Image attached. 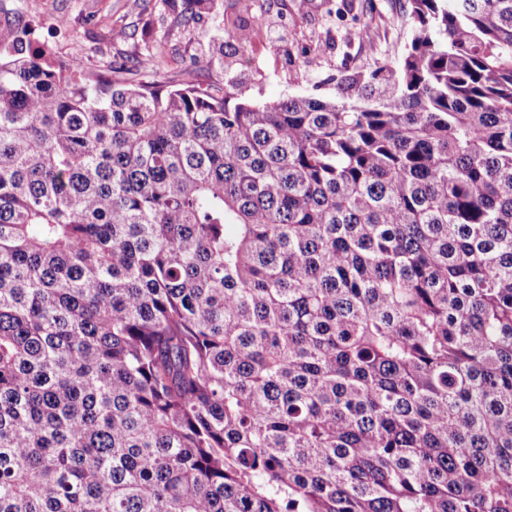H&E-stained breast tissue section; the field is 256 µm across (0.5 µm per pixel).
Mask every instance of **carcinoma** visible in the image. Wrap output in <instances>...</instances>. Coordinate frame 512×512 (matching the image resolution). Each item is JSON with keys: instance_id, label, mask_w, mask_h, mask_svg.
<instances>
[{"instance_id": "obj_1", "label": "carcinoma", "mask_w": 512, "mask_h": 512, "mask_svg": "<svg viewBox=\"0 0 512 512\" xmlns=\"http://www.w3.org/2000/svg\"><path fill=\"white\" fill-rule=\"evenodd\" d=\"M407 6L354 102L0 30V512H512V0Z\"/></svg>"}]
</instances>
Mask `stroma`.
Returning <instances> with one entry per match:
<instances>
[{
    "instance_id": "35a3bbf8",
    "label": "stroma",
    "mask_w": 512,
    "mask_h": 512,
    "mask_svg": "<svg viewBox=\"0 0 512 512\" xmlns=\"http://www.w3.org/2000/svg\"><path fill=\"white\" fill-rule=\"evenodd\" d=\"M228 18L263 15L248 55L225 46L224 66L198 60L215 31L210 18L182 26L161 0H0V28L44 46L57 64L80 47L87 69L111 62L126 84H138L135 56H163L160 79L207 87L220 72L234 79L241 97L274 102L287 97L334 101L345 76L398 61L411 39L406 0H221Z\"/></svg>"
}]
</instances>
